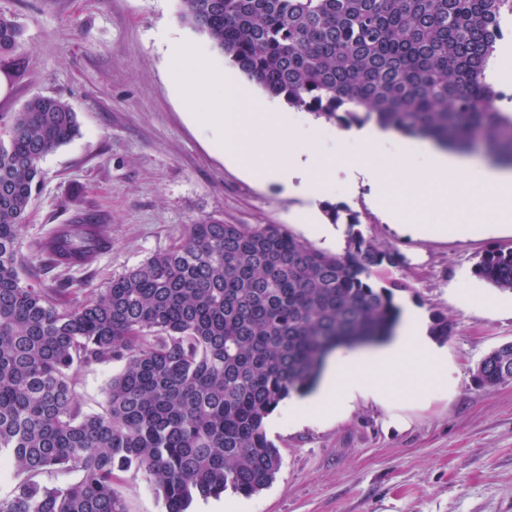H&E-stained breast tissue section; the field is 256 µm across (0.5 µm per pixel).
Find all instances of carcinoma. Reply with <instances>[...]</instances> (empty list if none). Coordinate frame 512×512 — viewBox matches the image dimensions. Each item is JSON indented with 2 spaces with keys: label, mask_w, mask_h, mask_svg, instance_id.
Returning a JSON list of instances; mask_svg holds the SVG:
<instances>
[{
  "label": "carcinoma",
  "mask_w": 512,
  "mask_h": 512,
  "mask_svg": "<svg viewBox=\"0 0 512 512\" xmlns=\"http://www.w3.org/2000/svg\"><path fill=\"white\" fill-rule=\"evenodd\" d=\"M180 14L291 107L445 150L483 142L512 163V95L487 80L512 0H181ZM23 49L21 27L0 14V63L16 75ZM78 133L58 98L0 113V457L14 478L0 512H125L113 483L132 468L166 512L228 488L256 494L281 468L265 419L313 386L326 352L392 333L408 286L390 273L404 258L353 215L336 252L284 224L202 220L72 306L66 285L22 280L17 240L39 162ZM110 245L82 219L44 243L63 266ZM473 274L512 292V248L486 251ZM113 362L123 369L104 413L82 414L76 373ZM508 376L512 341L487 352L474 379L493 389Z\"/></svg>",
  "instance_id": "cac0c4a2"
}]
</instances>
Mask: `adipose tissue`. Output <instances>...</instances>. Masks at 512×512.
<instances>
[{"label": "adipose tissue", "mask_w": 512, "mask_h": 512, "mask_svg": "<svg viewBox=\"0 0 512 512\" xmlns=\"http://www.w3.org/2000/svg\"><path fill=\"white\" fill-rule=\"evenodd\" d=\"M394 138L393 132L375 126L346 132L345 142L358 147L351 178L362 179L375 193L386 192L391 175L371 165L366 152ZM403 149L407 156L425 158L426 167L410 170L409 179L414 192H428L433 206L447 207L449 198L457 197L472 209L512 219V169L477 166L466 156L416 140L405 141ZM402 385L423 397L432 390L450 397L457 386L447 349L429 335L419 313L410 307L405 308L395 334L382 345L371 349L346 348L335 353L317 388L294 397L288 410L300 425L315 419L339 421L358 402L370 401L387 411L391 424L401 426L406 422L404 405L398 396Z\"/></svg>", "instance_id": "1"}]
</instances>
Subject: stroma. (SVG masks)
<instances>
[{"instance_id": "obj_1", "label": "stroma", "mask_w": 512, "mask_h": 512, "mask_svg": "<svg viewBox=\"0 0 512 512\" xmlns=\"http://www.w3.org/2000/svg\"><path fill=\"white\" fill-rule=\"evenodd\" d=\"M0 13L15 17L26 42L21 76L0 70V113L50 96L68 103L79 124L78 135L39 164L40 186L18 239L25 280L41 288L69 282L71 302L80 303L201 220L284 224L329 248L296 220L298 197L226 160L190 120L166 64L168 36L198 46L217 68L230 62L182 20L179 0H0ZM368 160L391 173L387 192L375 196L358 184L337 191L333 204L356 215L365 236L403 256L391 272L407 285L397 303L447 318L452 331L443 344L457 392L412 410L404 430L387 426L386 411L372 402L358 403L342 421L302 428L280 405L266 431L281 468L269 487L243 497V512H512V382L486 391L474 380L483 355L512 341V293L472 274L486 250L512 248V224L483 233L494 216L452 198L447 211H425L424 223L435 227L429 236L402 233L386 215L399 212L400 224L414 219L404 159L387 147ZM78 216L108 225L111 247L85 267L36 269L41 242ZM446 220L471 230L447 235L438 229ZM456 288L468 289L467 302L452 298ZM119 370L104 364L78 372L82 413H103L104 388ZM113 488L126 512H165L143 473H117Z\"/></svg>"}]
</instances>
